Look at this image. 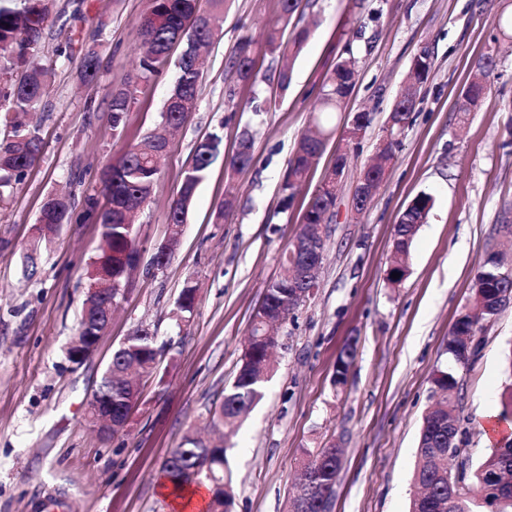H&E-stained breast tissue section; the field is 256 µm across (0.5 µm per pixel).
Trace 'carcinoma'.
Segmentation results:
<instances>
[{"label": "carcinoma", "instance_id": "carcinoma-1", "mask_svg": "<svg viewBox=\"0 0 512 512\" xmlns=\"http://www.w3.org/2000/svg\"><path fill=\"white\" fill-rule=\"evenodd\" d=\"M277 19L263 34L265 51L281 59L278 85L285 90L291 81V58L296 56L309 38L306 29L291 25L293 15L302 0H280ZM52 0H0V126L7 131L0 141V198L10 193L34 165L41 148L39 130L30 126L25 117L37 111L47 87L49 68L42 62L38 48L50 16ZM224 13V0H147V9L138 34L148 45L137 76L111 93L112 130L121 134L126 127V115L136 99L139 85L149 80L164 63L173 45L182 46L178 74L162 112V123L140 141L128 146L119 159L104 172L105 209L98 214L101 244L87 263L86 274L92 285L112 286V300L119 299L121 287L130 271L139 265L140 251L135 242L134 220L151 197L158 178V163L169 145L168 134L181 127L195 101L199 80L207 65L203 48L216 35V20ZM493 40L512 39V13L502 10L495 18ZM250 40L231 61V68L243 81L259 80L254 61L248 54ZM497 66L491 54L482 56L470 72L462 90L457 112L467 114L491 91L489 75ZM357 60L349 55L339 59L327 73L320 99L321 112H341L355 85ZM432 68L431 53L424 48L414 57L409 80L424 83ZM100 60L96 52H87L82 60V78L86 83L98 81ZM415 109L414 98L407 94L394 104L391 113L395 126L406 127ZM316 132L298 141L289 161L282 190L293 197L306 180L310 170L323 153L329 131L319 122ZM223 138L212 133L197 141L191 159L184 170L177 198L168 212L167 243L154 253L150 266L163 268L170 261L181 235L189 205L213 158L220 152ZM335 163L327 168L321 183L311 198L303 217V228L296 239L306 235L312 224L327 223L336 206V168L346 165L344 155L336 147ZM253 141L244 133L228 165L242 172L253 164ZM433 206L430 195L416 197L402 212L395 227L394 252L391 264L408 269L413 240ZM73 202L71 197L52 194L44 200L37 218V233L41 240L56 235L68 222ZM308 262V254L290 244L283 255L279 276L268 282L263 301L257 309L245 346L242 363L232 385L224 395L212 423L232 427L260 400L261 386L271 369V352L278 345V328L301 306V300L288 287V276L295 266ZM504 257L488 253L471 284V303L485 318L496 317L505 310L498 293L512 289V281L497 279L502 272ZM196 288L186 287L179 298L181 317L193 313ZM110 306L95 294L87 296L82 309L79 330L94 334L106 324ZM472 315L463 312L456 319L448 336L445 353L456 364L468 362L464 350L472 342ZM160 353L153 333L138 328L126 337L113 352L112 364L105 369L95 396L98 404L112 407V434H120L139 401L135 374L153 372ZM356 355L354 343L344 346L337 358L334 384L346 383L348 368ZM432 394L440 395L423 419L413 484L424 487L426 496L411 498L409 512H512V438H504L490 449L479 466L471 472L460 467L458 472L443 470V463L433 449L461 442L466 434L460 415V392L454 373L438 371L433 378ZM342 449L332 443L325 448L307 451L301 462V477L306 483V498L299 505L287 500L286 512H328V500L334 494L340 471ZM226 448L209 447L194 439V432L184 435L163 463V472L172 486L181 490L192 484L204 485L211 492L209 512H230L233 493L226 480Z\"/></svg>", "mask_w": 512, "mask_h": 512}]
</instances>
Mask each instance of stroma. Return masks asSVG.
<instances>
[{
	"instance_id": "35a3bbf8",
	"label": "stroma",
	"mask_w": 512,
	"mask_h": 512,
	"mask_svg": "<svg viewBox=\"0 0 512 512\" xmlns=\"http://www.w3.org/2000/svg\"><path fill=\"white\" fill-rule=\"evenodd\" d=\"M500 5L311 0L294 17L311 35L282 91L276 56L252 50L267 77L257 86L229 66L242 39H259L277 18L280 0H226L195 107L136 220L143 266L168 238L169 206L195 142L216 132L223 147L197 189L170 262L150 273L137 269L95 354L76 364L68 348L89 291L83 268L100 244L87 202L104 203L103 168L158 125L178 70L169 57L132 104L123 135L114 134L110 93L139 68L137 30L147 0H54L40 44L52 71L35 114L42 150L0 201V512H41L49 496L65 498L69 512H175L161 486L163 460L187 432H207L236 378L264 286L279 274L334 160L345 114L361 110L372 121L348 158L319 286L283 325L261 400L225 438L232 512H285L304 451L331 443L343 450L332 512H408L432 379L450 366L448 334L470 303L484 257L499 251L512 262V240L499 221L512 205V45L491 41ZM493 46L499 62L491 91L474 112L459 116L463 83ZM424 48L433 56L432 72L376 195L355 214L353 187ZM91 49L103 68L99 81L87 84L80 61ZM348 50L357 60L354 91L345 112L325 116L333 133L320 165L285 200L281 184L294 146L310 127L326 72ZM246 131L254 161L237 173L227 159ZM61 190L72 195L69 221L53 240L35 243L41 204ZM230 193L236 200L226 210ZM423 193L433 207L413 240L405 277L390 285L395 226ZM32 251L37 272L28 277L22 262ZM189 284L198 288L195 310L182 320L177 301ZM140 325L161 348L156 368L141 382L124 434L100 439L85 422L87 403L115 349ZM480 340L478 355L454 367L468 420L459 458L470 469L496 442L489 426L501 412L512 307L486 324ZM350 342L356 357L339 388L336 360Z\"/></svg>"
}]
</instances>
